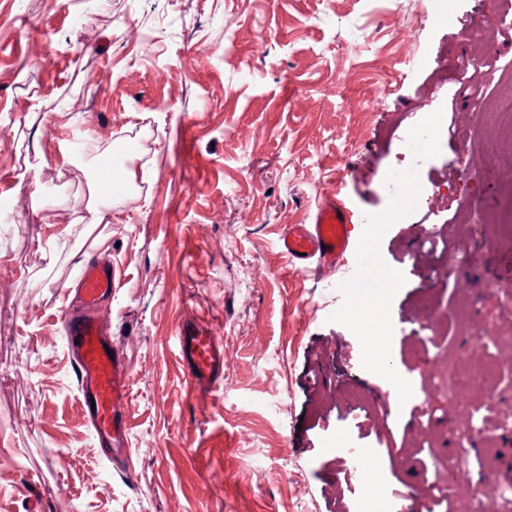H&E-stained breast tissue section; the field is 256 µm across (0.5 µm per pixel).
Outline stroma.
<instances>
[{
  "label": "stroma",
  "instance_id": "obj_1",
  "mask_svg": "<svg viewBox=\"0 0 512 512\" xmlns=\"http://www.w3.org/2000/svg\"><path fill=\"white\" fill-rule=\"evenodd\" d=\"M511 100L512 0H0V512H365L375 495L444 512L462 497L427 485L468 421L492 446L444 476L494 496L489 472L512 465V155L481 145ZM419 127L429 149L406 141ZM75 139L133 149L111 223L85 235L96 159ZM326 198L351 248L291 268L278 233ZM90 253L123 282L104 308L131 379L121 464L84 420L61 324ZM363 258L395 276L383 347L360 326ZM191 319L224 346L202 404L179 361ZM482 329L492 390L449 412L428 378ZM344 448L368 449L364 473Z\"/></svg>",
  "mask_w": 512,
  "mask_h": 512
}]
</instances>
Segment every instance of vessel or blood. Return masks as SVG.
<instances>
[{"mask_svg": "<svg viewBox=\"0 0 512 512\" xmlns=\"http://www.w3.org/2000/svg\"><path fill=\"white\" fill-rule=\"evenodd\" d=\"M348 213L333 199L320 202L306 224L283 228L280 253L292 266L335 268L349 248ZM120 281L106 263L88 262L76 281L80 308L64 312V340L74 367L83 414L100 446L113 458L127 455L129 424L124 410L130 393L129 373L121 352H108L112 333L97 310ZM181 366L190 390L206 400L224 378V350L212 330L187 323L178 336Z\"/></svg>", "mask_w": 512, "mask_h": 512, "instance_id": "1", "label": "vessel or blood"}]
</instances>
